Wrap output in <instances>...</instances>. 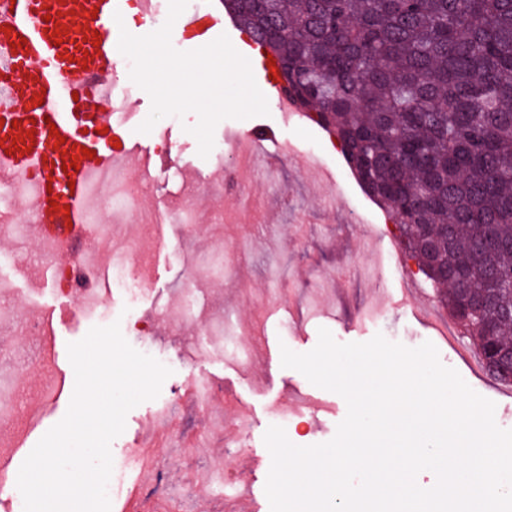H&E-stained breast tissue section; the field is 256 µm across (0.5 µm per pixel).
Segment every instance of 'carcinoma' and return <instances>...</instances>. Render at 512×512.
Here are the masks:
<instances>
[{"mask_svg":"<svg viewBox=\"0 0 512 512\" xmlns=\"http://www.w3.org/2000/svg\"><path fill=\"white\" fill-rule=\"evenodd\" d=\"M485 353L512 354V0H224ZM484 305L461 311L455 292Z\"/></svg>","mask_w":512,"mask_h":512,"instance_id":"obj_1","label":"carcinoma"}]
</instances>
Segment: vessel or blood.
I'll return each mask as SVG.
<instances>
[{
    "label": "vessel or blood",
    "mask_w": 512,
    "mask_h": 512,
    "mask_svg": "<svg viewBox=\"0 0 512 512\" xmlns=\"http://www.w3.org/2000/svg\"><path fill=\"white\" fill-rule=\"evenodd\" d=\"M125 0H0V173L28 182L33 234L50 240L58 262L84 252L91 192L108 171L134 160L154 180L165 161L126 133V58L117 49L115 12ZM194 45L222 33L211 12L176 24ZM63 145H56V137ZM78 168L62 169L65 151Z\"/></svg>",
    "instance_id": "b4317fda"
}]
</instances>
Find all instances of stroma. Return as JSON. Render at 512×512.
Here are the masks:
<instances>
[{"mask_svg":"<svg viewBox=\"0 0 512 512\" xmlns=\"http://www.w3.org/2000/svg\"><path fill=\"white\" fill-rule=\"evenodd\" d=\"M195 113L168 116L143 142L168 164L158 174L163 188L149 200L156 223L141 209H95L99 224L119 221V240L137 241L130 260L142 261L144 282L136 306L118 288L103 296L100 319L81 312L82 297L38 285L48 266L40 243L29 234L0 239V385L14 387L39 421L8 424L0 444L34 447L67 411L57 403L55 376L39 364L37 338L23 339L26 318L42 306L56 308L59 335L81 340L95 325L120 323L127 342L170 368L157 400L136 406L124 432L111 445L120 455L131 444L165 464L162 471L133 469L127 475L133 496L111 504V512H237L248 495L249 512H271L264 487L269 457L264 434L283 427L298 446L331 440L347 414L338 394L311 384L282 367L281 350H312L319 328L341 343H364L375 335L414 348L432 342L441 362L456 369L478 394L496 404L495 421L512 429V385L466 360L473 347L456 323L443 341L414 309L441 307L440 288L409 257L389 263L400 244L391 216L358 183L339 147L306 113L283 120L277 106L268 115L225 119L214 132L223 158L200 157L187 131ZM256 127L274 131L265 169L238 168L245 197L225 196L221 183L241 135ZM181 255H174V247ZM150 324V336L132 330L133 318ZM213 383L207 412L188 402L192 379ZM173 401L169 422L156 421L158 402ZM245 411L249 435L244 455H228L236 437L238 411ZM222 470L226 491L207 484Z\"/></svg>","mask_w":512,"mask_h":512,"instance_id":"stroma-1","label":"stroma"}]
</instances>
